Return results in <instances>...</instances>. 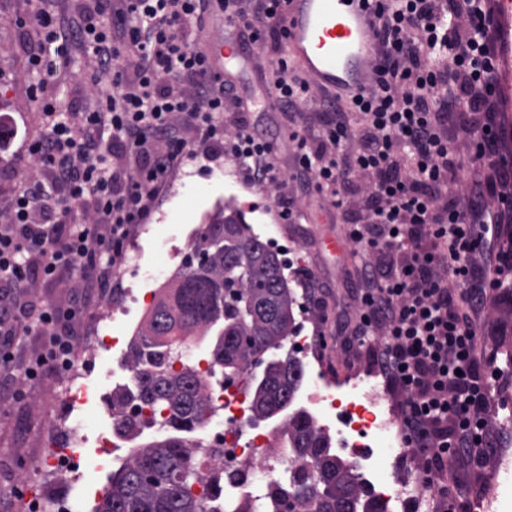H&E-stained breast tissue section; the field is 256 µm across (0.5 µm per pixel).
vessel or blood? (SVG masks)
I'll return each instance as SVG.
<instances>
[{
    "instance_id": "1",
    "label": "vessel or blood",
    "mask_w": 512,
    "mask_h": 512,
    "mask_svg": "<svg viewBox=\"0 0 512 512\" xmlns=\"http://www.w3.org/2000/svg\"><path fill=\"white\" fill-rule=\"evenodd\" d=\"M379 0H286L285 58L325 91L366 96L380 60Z\"/></svg>"
}]
</instances>
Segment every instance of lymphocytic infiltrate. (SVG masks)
Returning a JSON list of instances; mask_svg holds the SVG:
<instances>
[{
	"instance_id": "lymphocytic-infiltrate-1",
	"label": "lymphocytic infiltrate",
	"mask_w": 512,
	"mask_h": 512,
	"mask_svg": "<svg viewBox=\"0 0 512 512\" xmlns=\"http://www.w3.org/2000/svg\"><path fill=\"white\" fill-rule=\"evenodd\" d=\"M283 0H84L71 20L25 5L12 20L35 29L27 91L42 131L25 145L38 173L0 210V400L61 374L81 318L112 291V272L137 225L187 161L223 151L252 190L283 185L273 141L255 131L250 102L231 92L203 41L233 28L255 45L282 118L313 106L320 127H295L294 168L327 213L357 205L345 238L371 254L354 273L353 336H379V371L403 396L407 444L442 499L446 465H481L491 447L487 389L502 379L477 357L473 322L500 282L473 255L501 235L496 212L468 211L448 127L499 86L487 0H384L371 90L352 102L323 91L283 58ZM81 48L91 103H64L62 68ZM67 285V303L44 289ZM31 340L23 348V340Z\"/></svg>"
}]
</instances>
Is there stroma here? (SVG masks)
Masks as SVG:
<instances>
[{
    "mask_svg": "<svg viewBox=\"0 0 512 512\" xmlns=\"http://www.w3.org/2000/svg\"><path fill=\"white\" fill-rule=\"evenodd\" d=\"M21 7L20 0H0V70L9 75V89L0 93V107H10L15 129L10 142L0 146V209L5 207L13 184L31 174L26 163L17 161L16 156L25 140L36 135L41 126V114L28 97L26 84L21 77L24 48L36 46L39 37L34 30L23 31L9 22L10 16ZM490 120L504 126L506 133L499 153L512 158V107L508 106L506 97H490L486 111L466 112L459 118L460 123L478 128ZM230 167V161L220 152L203 163L194 161L183 164L181 172L176 173L162 202L148 221L147 232L130 237V244L141 248L143 258L137 270L120 269L117 274L119 285L124 288L158 287L162 279L154 273L155 251H162L166 266L180 263L190 249L198 225L212 223L223 216L225 209L231 208L241 214L262 240L297 249L304 265L309 266L327 286L342 319H352L345 272L359 264L362 257L355 254L353 245L344 240L342 224L320 212L315 196L293 178L289 179L287 188L283 190L294 197L305 220L297 224L277 223L274 203L283 190L272 186L257 192L239 183L226 184L224 173ZM199 181L214 183L216 192L191 221L179 225L161 244H154L152 228L160 224L162 217L171 216L182 204L188 189ZM471 203L498 212L502 220L503 244L512 240V186H496L494 192L474 196ZM503 244L496 247L494 252L477 253L475 260L478 264L499 269L500 280L512 283V260L507 258ZM477 326L482 334L480 350L483 356L492 358L495 365L507 374L503 382L493 387L489 397L490 408L495 411L502 407L505 400H512V363L505 360L506 354L512 352V305L489 299ZM127 350V345L122 343L101 351L94 371L86 380L90 397L86 404L80 406L78 416L86 423L92 414L99 420L95 427L87 423L86 440L78 448L80 467L88 478L87 483L74 489L68 483L61 482L47 490L51 496L59 492L68 493L71 501L82 503L84 512H91L101 499L112 475V455L102 452L98 436L112 430V415L107 404L113 390L125 382ZM59 382V377L52 375L27 389L24 399L14 405L13 418L0 419V512H20L18 499L14 495L16 477L27 458L40 445L49 415L44 400L53 393Z\"/></svg>",
    "mask_w": 512,
    "mask_h": 512,
    "instance_id": "35a3bbf8",
    "label": "stroma"
}]
</instances>
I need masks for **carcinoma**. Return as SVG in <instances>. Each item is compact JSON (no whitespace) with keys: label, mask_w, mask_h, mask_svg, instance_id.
Listing matches in <instances>:
<instances>
[{"label":"carcinoma","mask_w":512,"mask_h":512,"mask_svg":"<svg viewBox=\"0 0 512 512\" xmlns=\"http://www.w3.org/2000/svg\"><path fill=\"white\" fill-rule=\"evenodd\" d=\"M294 298L279 254L232 212L201 224L176 279L163 289L133 338L126 363L133 385L112 395L108 408L118 432L137 437L156 420L125 416L136 401L168 411L166 433L148 442L112 470L109 487L94 512H210L193 485L197 474L185 466L191 449L184 437L205 423L210 386L192 370H174L184 338L201 334L209 359L228 381L252 363L253 411L281 419L295 465L267 486L262 512H381L354 470L336 460L327 438L296 399L302 363L278 350L295 326Z\"/></svg>","instance_id":"cac0c4a2"}]
</instances>
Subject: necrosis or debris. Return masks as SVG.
I'll return each mask as SVG.
<instances>
[{"label": "necrosis or debris", "mask_w": 512, "mask_h": 512, "mask_svg": "<svg viewBox=\"0 0 512 512\" xmlns=\"http://www.w3.org/2000/svg\"><path fill=\"white\" fill-rule=\"evenodd\" d=\"M156 296L153 289L142 295L130 288L120 289L101 301L94 321H133L140 301L152 302ZM311 322L310 309H303L294 332L278 343L282 353L299 359L308 371L309 380L299 393V404L327 434L336 454L352 465L361 482L378 496L385 512H432L434 502L426 493L423 473L402 464L407 456L405 435L389 402L386 378L369 363L343 379H335L323 365L320 338ZM90 340V347L75 360L57 392L65 410L51 414L40 448L17 476L18 483L28 484L31 496L37 498L38 512H71L69 498H43L41 488L61 478L73 482L84 477L74 449L85 434L73 413L85 401L80 381L94 369L99 349L109 345L107 337L95 332ZM184 364L213 384L206 424L200 432L185 438L191 450L189 465L200 476L195 486L197 494H209L211 478L234 468L246 471L248 479L225 486V499L252 498L257 488L276 481L287 471L292 457L284 436L260 429L253 422L246 383L251 368H243L231 383H214V369L208 359L198 357L196 347L190 345L185 348ZM389 460L396 467L382 474L381 465Z\"/></svg>", "instance_id": "necrosis-or-debris-1"}]
</instances>
